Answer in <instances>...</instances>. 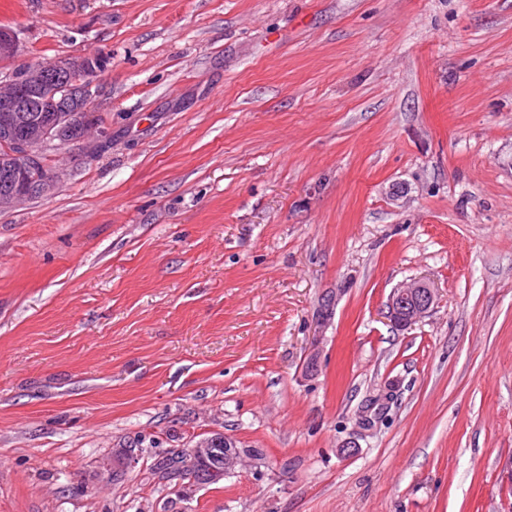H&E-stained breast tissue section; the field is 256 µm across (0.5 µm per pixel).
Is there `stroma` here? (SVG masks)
<instances>
[{"mask_svg":"<svg viewBox=\"0 0 512 512\" xmlns=\"http://www.w3.org/2000/svg\"><path fill=\"white\" fill-rule=\"evenodd\" d=\"M0 28V74L111 59L106 143L49 145L52 193L0 210V512H512V0H0ZM414 278L438 305L399 328ZM212 431L261 460L155 471ZM437 302L431 284L418 279L395 288L387 305V318L395 326L407 327L428 316Z\"/></svg>","mask_w":512,"mask_h":512,"instance_id":"1","label":"stroma"}]
</instances>
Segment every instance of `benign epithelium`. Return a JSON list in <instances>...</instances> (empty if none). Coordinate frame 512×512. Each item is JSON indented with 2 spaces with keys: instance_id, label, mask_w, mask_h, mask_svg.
Wrapping results in <instances>:
<instances>
[{
  "instance_id": "1",
  "label": "benign epithelium",
  "mask_w": 512,
  "mask_h": 512,
  "mask_svg": "<svg viewBox=\"0 0 512 512\" xmlns=\"http://www.w3.org/2000/svg\"><path fill=\"white\" fill-rule=\"evenodd\" d=\"M19 53L15 34L0 29V61ZM107 67L102 55H76L59 65L27 64L0 80V135L9 147L0 153V173H9L14 187L0 195V210L15 208L34 195L44 196L53 187V173L43 169L46 147L79 143L87 154L98 144L86 134L75 137L73 128L85 121L90 111V80ZM437 302L431 284L418 279L395 288L387 305V318L407 327L428 316ZM224 448V462L211 464L217 449ZM186 475L201 483H217L233 472L244 459L258 460V449L223 432H210L182 450ZM140 455L119 450L112 465L119 472L136 467Z\"/></svg>"
}]
</instances>
